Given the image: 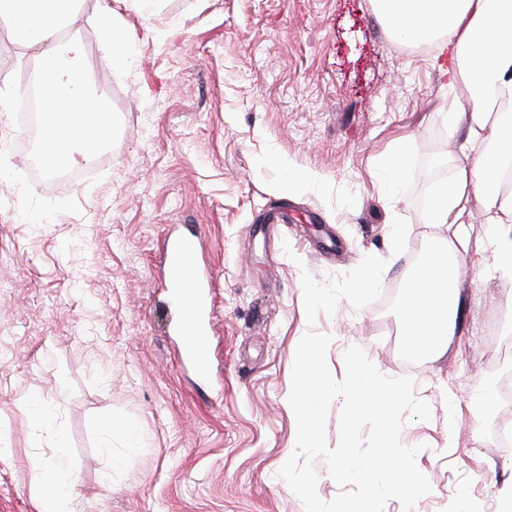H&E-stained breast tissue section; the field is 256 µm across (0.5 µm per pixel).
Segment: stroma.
Masks as SVG:
<instances>
[{
  "mask_svg": "<svg viewBox=\"0 0 512 512\" xmlns=\"http://www.w3.org/2000/svg\"><path fill=\"white\" fill-rule=\"evenodd\" d=\"M106 3L82 0L70 23L114 113L94 175L73 185L36 171L39 142L0 115V441L12 450L0 512H37L30 487L58 428L72 512H304L278 471L295 449L285 400L310 331L331 335L336 379L357 346L429 403L430 419L401 432L431 484L409 512H453L460 493L475 512H502L512 447L493 434L512 428V400H480L512 382L500 358L512 285L492 276L491 252L462 265L456 334L438 357L406 349L401 265L347 298L389 258V225L408 259L447 234L423 221L460 143L442 119L455 92L435 47L394 39L372 0H153L123 14L136 38L118 73L91 22ZM37 54L0 33V81L22 88ZM400 141L410 170L391 197L373 174ZM279 157L315 181L281 193ZM177 232L194 234L212 281L204 378L181 361L166 262ZM311 288L336 306L310 308ZM34 399L51 426L32 423ZM381 282V269L378 267H367L356 280L352 288L349 300L359 299L363 295L369 293L371 290L379 288Z\"/></svg>",
  "mask_w": 512,
  "mask_h": 512,
  "instance_id": "1",
  "label": "stroma"
}]
</instances>
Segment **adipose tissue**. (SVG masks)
<instances>
[{"label":"adipose tissue","mask_w":512,"mask_h":512,"mask_svg":"<svg viewBox=\"0 0 512 512\" xmlns=\"http://www.w3.org/2000/svg\"><path fill=\"white\" fill-rule=\"evenodd\" d=\"M144 0H113L96 25L102 47L112 51L114 70H126L121 10H137ZM375 9L397 41L432 45L449 84L465 95L449 110L452 127L462 129L461 160L451 176L431 190L425 221L448 228L418 263L409 265L402 322L411 353L440 355L455 334L457 270L471 250L465 232L471 203L481 199L490 226L494 270L512 280V0H374ZM79 0H0V16L10 33L38 48L37 85L41 99V160L47 172L92 160L108 133L111 109L93 90L79 42L58 32L76 13ZM63 430L57 451L35 485L37 512H65L73 493Z\"/></svg>","instance_id":"obj_1"}]
</instances>
